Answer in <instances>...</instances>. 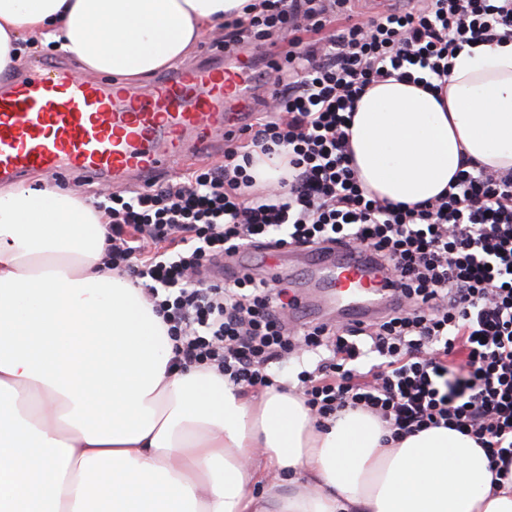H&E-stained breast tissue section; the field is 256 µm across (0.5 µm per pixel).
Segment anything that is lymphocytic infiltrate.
Masks as SVG:
<instances>
[{"label": "lymphocytic infiltrate", "mask_w": 512, "mask_h": 512, "mask_svg": "<svg viewBox=\"0 0 512 512\" xmlns=\"http://www.w3.org/2000/svg\"><path fill=\"white\" fill-rule=\"evenodd\" d=\"M232 51L284 39L270 104L226 134L223 165L115 196L107 262L141 286L176 342L175 363L209 367L241 389L270 387L271 363L318 354L298 375L317 423L371 415L393 436L444 427L491 462L512 463V170H459L448 193L414 205L372 197L348 161L366 89L389 78L445 84L464 46L512 40V0H411L368 15L354 0H260L225 21ZM286 173L261 187L256 155ZM369 249L398 297L377 321L294 324L287 286L247 275L205 283L244 246ZM379 363L355 365L365 351Z\"/></svg>", "instance_id": "obj_1"}]
</instances>
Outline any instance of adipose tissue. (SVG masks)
<instances>
[{
  "instance_id": "ef3b65f1",
  "label": "adipose tissue",
  "mask_w": 512,
  "mask_h": 512,
  "mask_svg": "<svg viewBox=\"0 0 512 512\" xmlns=\"http://www.w3.org/2000/svg\"><path fill=\"white\" fill-rule=\"evenodd\" d=\"M251 2L0 0V81L36 35L137 84ZM350 149L367 192L407 204L465 162L512 169V41L464 48L439 93L372 86ZM108 222L47 182L0 188V512H512L469 436L394 439L359 412L319 428L287 389L173 367L161 316L104 264Z\"/></svg>"
}]
</instances>
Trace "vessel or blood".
Here are the masks:
<instances>
[{
	"mask_svg": "<svg viewBox=\"0 0 512 512\" xmlns=\"http://www.w3.org/2000/svg\"><path fill=\"white\" fill-rule=\"evenodd\" d=\"M257 74L240 53L174 73L139 91L75 78L64 68L36 73L0 91V182L31 172L51 180L148 184L209 153L214 135L238 130L263 106ZM309 263L347 319L374 317L396 293L368 252H311ZM263 263L266 281L284 284L279 256L240 249L228 274Z\"/></svg>",
	"mask_w": 512,
	"mask_h": 512,
	"instance_id": "b4317fda",
	"label": "vessel or blood"
}]
</instances>
